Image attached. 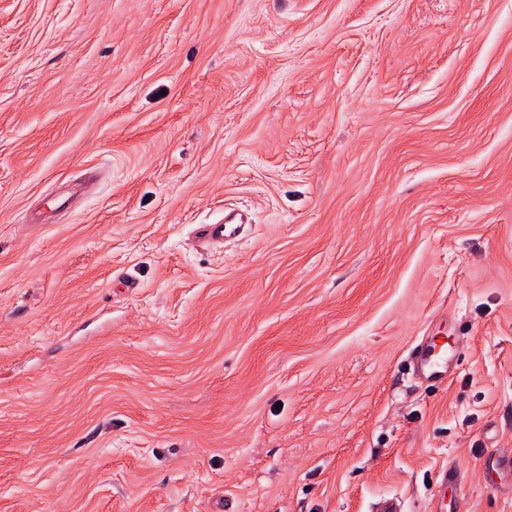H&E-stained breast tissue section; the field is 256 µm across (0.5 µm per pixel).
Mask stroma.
<instances>
[{"label": "stroma", "instance_id": "35a3bbf8", "mask_svg": "<svg viewBox=\"0 0 512 512\" xmlns=\"http://www.w3.org/2000/svg\"><path fill=\"white\" fill-rule=\"evenodd\" d=\"M502 448L512 0H0V512H512ZM243 223L242 217L228 214L216 224H202L197 229V242L203 246L223 244L224 239L239 236ZM439 352L434 337L423 338L410 356L414 372L429 382H435L445 376L447 368ZM461 482V476L459 470L455 466H449L441 468L438 475L437 482V492L438 494L434 495L432 501V509L431 512H443L444 508V496L442 495L446 489H448V484L459 485Z\"/></svg>", "mask_w": 512, "mask_h": 512}]
</instances>
